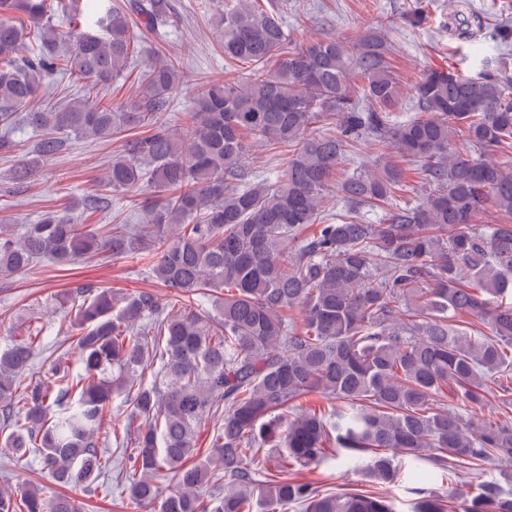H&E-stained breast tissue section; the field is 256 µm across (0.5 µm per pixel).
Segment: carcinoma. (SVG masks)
Listing matches in <instances>:
<instances>
[{"mask_svg":"<svg viewBox=\"0 0 512 512\" xmlns=\"http://www.w3.org/2000/svg\"><path fill=\"white\" fill-rule=\"evenodd\" d=\"M80 2L0 0V129L20 122L42 132L36 157L21 159L12 179L34 178L39 158L70 135L105 141L150 125L112 159L103 183L133 192L148 181L160 195L137 224L98 228L50 210L18 231L0 225V276L23 275L42 258L67 266L149 252L151 276L177 295L167 305L146 290L58 295L74 312L81 371L71 375L59 356L23 388L42 338L28 332L0 348V447L16 457L34 450L58 484L89 491L111 469V443L127 445L132 512H393L381 493H326L288 478L330 446L382 488L397 479V453L440 470L493 461L499 476L481 481L461 510L512 512V425L477 416L491 380L512 406L502 382L512 377V171L493 158L512 149L507 67L474 77L430 70L412 84L413 115L391 123L401 80L384 35L358 34L350 50L317 38L281 59L288 34L263 0H213L224 57L254 68L200 85L178 131L161 121L182 84L171 58L148 64L134 99L89 98L123 74L151 28L169 22L166 0H139L140 28L108 11L98 21L105 35L87 33L66 51L56 18L80 23ZM30 39L40 51L26 56ZM356 72L366 80L361 104L351 95ZM55 75L90 80L87 98L47 96ZM332 115L336 129L323 128ZM462 135L466 150L456 146ZM371 140L420 164L432 187L422 203L397 205L407 170L385 156L377 173L336 182L345 148ZM254 143L290 147L278 181L259 182L245 166ZM335 182L349 206L387 210L383 222L329 218ZM486 213L498 222L480 228ZM202 290L224 293L211 317L189 304ZM459 317L487 331L463 329ZM449 391L452 409L440 403ZM317 393L336 403L331 414L298 409ZM116 396L144 426L103 430ZM208 416L221 427L198 460ZM207 484L209 499L199 494ZM417 494L413 512H447L435 491ZM0 512H85V503L27 485L0 489Z\"/></svg>","mask_w":512,"mask_h":512,"instance_id":"carcinoma-1","label":"carcinoma"}]
</instances>
